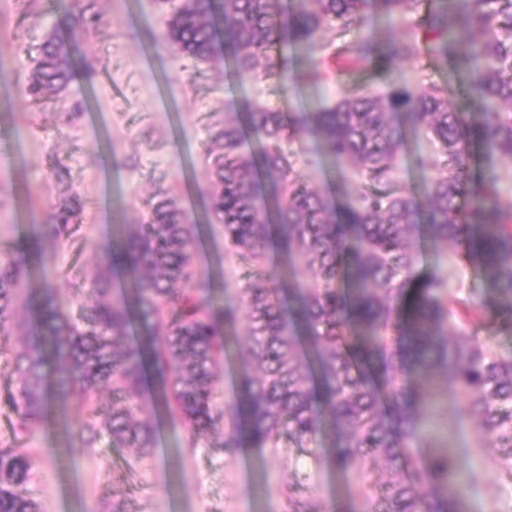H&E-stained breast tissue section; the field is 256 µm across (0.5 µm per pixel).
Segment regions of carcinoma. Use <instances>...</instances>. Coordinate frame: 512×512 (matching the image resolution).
I'll use <instances>...</instances> for the list:
<instances>
[{
	"label": "carcinoma",
	"mask_w": 512,
	"mask_h": 512,
	"mask_svg": "<svg viewBox=\"0 0 512 512\" xmlns=\"http://www.w3.org/2000/svg\"><path fill=\"white\" fill-rule=\"evenodd\" d=\"M158 0L166 9L165 43L205 63L224 28V63L288 88L303 76L294 48L310 56L367 64L390 80L378 94L349 69L341 95L317 112H281L246 103L209 135L208 225L224 232V260L247 268L239 300L224 299L195 254L201 224L188 222L167 192L151 199L141 224H126L106 246L90 281L95 297L74 319L55 305L56 291L82 276L48 264L47 249L72 234L82 203L63 205L19 241L0 242V335L29 320L11 358L13 419L0 435V512H39L29 489L35 432L52 424L95 448L155 447L154 416L141 405L151 375L161 407L187 431L186 447L214 435L216 452L278 448L287 438L310 448L326 432L318 464L345 480L350 512H466L468 489L492 470L485 512H512V354L478 339L475 319L512 326V307L475 302L449 285L448 268L477 263L498 296L512 304V200L499 193L495 169L472 174V148L512 159V0ZM395 32L365 31L368 13ZM361 32L354 42L345 37ZM334 37L326 38L323 32ZM79 29L69 42L48 37L39 48L28 96L47 104L72 77ZM426 55L453 79L467 75L477 109L472 123L448 105V87L421 89L397 66ZM424 129L438 145L435 175L421 204L400 177L405 129ZM255 148L243 150L246 133ZM310 137L357 181L337 205L300 180L294 144ZM453 248L451 264L417 268L421 233ZM279 253L285 274L270 263ZM245 341L238 342L239 323ZM244 367L236 393L221 397L216 364ZM456 366L470 451L415 447L434 415L433 381L447 358ZM112 394V412L98 396ZM383 462L387 476L371 478ZM289 512H322L281 489Z\"/></svg>",
	"instance_id": "cac0c4a2"
}]
</instances>
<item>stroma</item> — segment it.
Instances as JSON below:
<instances>
[{"instance_id":"obj_1","label":"stroma","mask_w":512,"mask_h":512,"mask_svg":"<svg viewBox=\"0 0 512 512\" xmlns=\"http://www.w3.org/2000/svg\"><path fill=\"white\" fill-rule=\"evenodd\" d=\"M82 0H0V146L24 136L21 163L0 166V237L27 235L49 209L71 195L88 206L82 226L53 251L58 268L82 266L93 273L96 246L108 244L121 224H134L152 194H172L189 221L202 222L209 187L205 142L228 112L246 101L283 112L316 111L341 92L337 79L304 82L285 92L255 78L241 79L216 54L201 68L164 42V13L156 0H97L78 41L75 73L56 104L38 105L25 88L31 59L47 36L68 37ZM399 75L417 86L449 84L451 106L475 118L465 82L449 80L428 57L405 63ZM304 181L333 193L340 176L315 140L297 145ZM64 165V177L54 169ZM197 263L212 272L224 297L237 301L244 268L226 271L221 227L203 231ZM442 436L466 452L471 424L462 413L453 374L439 371ZM150 454L131 448L82 447L76 435L46 426L32 445L30 486L41 512H288L283 484L314 494L322 512L345 508L342 477L322 470L317 448L282 442L280 448L238 451L188 449L186 433L166 417Z\"/></svg>"}]
</instances>
